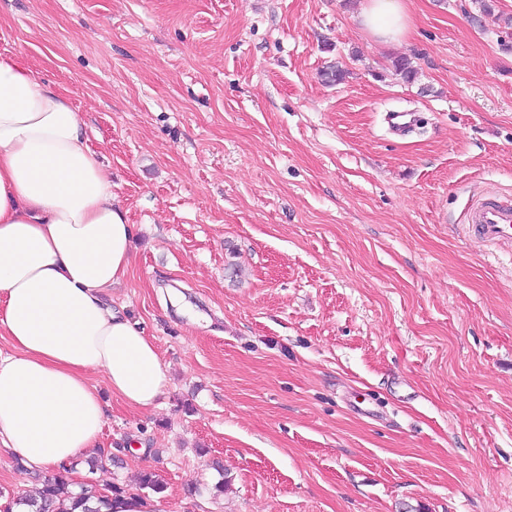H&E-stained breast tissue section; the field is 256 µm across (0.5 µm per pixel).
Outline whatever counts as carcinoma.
Returning <instances> with one entry per match:
<instances>
[{
  "instance_id": "obj_1",
  "label": "carcinoma",
  "mask_w": 512,
  "mask_h": 512,
  "mask_svg": "<svg viewBox=\"0 0 512 512\" xmlns=\"http://www.w3.org/2000/svg\"><path fill=\"white\" fill-rule=\"evenodd\" d=\"M395 74L410 82L416 78L417 70L410 59L401 57L394 61ZM65 489V482L60 476L46 477L43 480L41 491L36 498H21L17 505L27 507V512H102L112 508V498L128 493V490L112 485L108 492L102 493L93 484L85 483L81 492L68 495L70 507L63 506L61 494Z\"/></svg>"
}]
</instances>
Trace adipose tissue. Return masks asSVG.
I'll return each instance as SVG.
<instances>
[{
	"label": "adipose tissue",
	"mask_w": 512,
	"mask_h": 512,
	"mask_svg": "<svg viewBox=\"0 0 512 512\" xmlns=\"http://www.w3.org/2000/svg\"><path fill=\"white\" fill-rule=\"evenodd\" d=\"M378 41H405L407 0H364ZM132 261V226L69 97L0 56V452L31 471L100 446L109 406L87 374L145 410L166 389L159 351L106 296Z\"/></svg>",
	"instance_id": "ef3b65f1"
}]
</instances>
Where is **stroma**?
<instances>
[{
	"instance_id": "35a3bbf8",
	"label": "stroma",
	"mask_w": 512,
	"mask_h": 512,
	"mask_svg": "<svg viewBox=\"0 0 512 512\" xmlns=\"http://www.w3.org/2000/svg\"><path fill=\"white\" fill-rule=\"evenodd\" d=\"M361 4L0 0V55L68 93L128 212L110 298L169 378L139 410L91 373L118 462L66 481L154 473L157 512H512V247L464 230L474 188L512 195V0H412L400 45ZM23 477L0 454V512Z\"/></svg>"
}]
</instances>
